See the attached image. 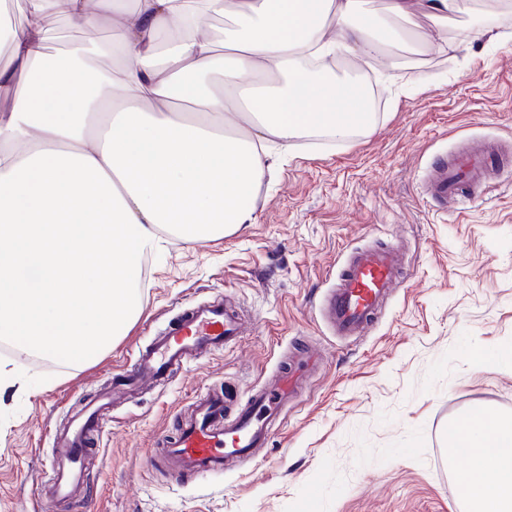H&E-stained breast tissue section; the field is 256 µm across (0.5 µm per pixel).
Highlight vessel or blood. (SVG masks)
<instances>
[{
  "label": "vessel or blood",
  "mask_w": 512,
  "mask_h": 512,
  "mask_svg": "<svg viewBox=\"0 0 512 512\" xmlns=\"http://www.w3.org/2000/svg\"><path fill=\"white\" fill-rule=\"evenodd\" d=\"M504 173L503 157L492 149L468 145L458 154L438 158L422 188L427 196L443 202L476 200L501 181ZM400 264V252L393 245H377L349 255L323 301L325 317L337 335L361 336L371 329L400 285ZM244 332L236 307L221 301L190 305L138 350L133 362L115 376V384L131 389L160 381L204 352L235 345ZM302 376L299 367L284 371L275 382L254 390L236 407L222 393L197 395L193 413L182 421L174 441L156 449L153 466L175 479L184 475L209 477L253 457L280 427L283 410L295 396ZM100 411L98 404H85L83 413L55 428L46 489L51 497L81 495L87 450Z\"/></svg>",
  "instance_id": "vessel-or-blood-1"
}]
</instances>
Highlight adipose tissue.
I'll list each match as a JSON object with an SVG mask.
<instances>
[{"label": "adipose tissue", "mask_w": 512, "mask_h": 512, "mask_svg": "<svg viewBox=\"0 0 512 512\" xmlns=\"http://www.w3.org/2000/svg\"><path fill=\"white\" fill-rule=\"evenodd\" d=\"M65 0L85 28L111 21L114 41L50 56L46 12L25 0L21 21L0 5V43L13 69L0 92V338L39 355L85 364L124 335L141 309V260L160 232L184 242L254 221L269 138L340 139L363 128L356 83L309 70V58H374L405 50L406 22L438 26L470 0H389L380 21L360 0ZM234 14L223 52L205 30ZM186 36L161 41L163 32ZM115 57V69L98 66ZM196 106L187 120L172 105ZM240 115L246 134L230 131ZM470 451L456 468L471 512H512V419L479 414L456 437ZM494 480H487V472Z\"/></svg>", "instance_id": "ef3b65f1"}]
</instances>
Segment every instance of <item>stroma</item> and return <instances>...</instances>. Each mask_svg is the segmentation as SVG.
Returning a JSON list of instances; mask_svg holds the SVG:
<instances>
[{
  "label": "stroma",
  "instance_id": "1",
  "mask_svg": "<svg viewBox=\"0 0 512 512\" xmlns=\"http://www.w3.org/2000/svg\"><path fill=\"white\" fill-rule=\"evenodd\" d=\"M499 14L478 0L446 35L374 59L371 126L342 143L296 139L265 176L254 223L193 243L166 237L142 267L141 313L94 361L11 348L26 386L0 392V512H29L49 432L69 409L98 397L184 307L216 297L240 309L241 340L113 409L88 453L87 497L49 512H462L449 419L478 406L512 417V176L449 206L422 178L462 143H512V24ZM460 25L469 40H456ZM390 243L398 292L369 335L336 336L319 304L346 253ZM304 347L316 366L246 469L178 481L152 469L156 440L196 395L246 398Z\"/></svg>",
  "mask_w": 512,
  "mask_h": 512
}]
</instances>
